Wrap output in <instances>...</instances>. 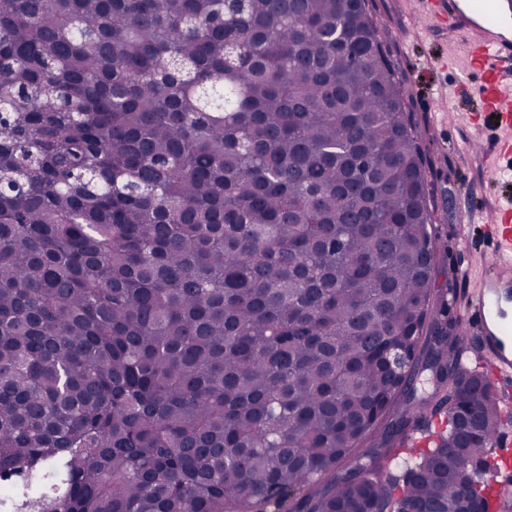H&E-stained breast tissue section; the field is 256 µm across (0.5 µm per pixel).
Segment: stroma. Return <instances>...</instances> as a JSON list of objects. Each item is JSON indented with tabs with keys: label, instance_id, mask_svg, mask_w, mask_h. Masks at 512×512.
<instances>
[{
	"label": "stroma",
	"instance_id": "35a3bbf8",
	"mask_svg": "<svg viewBox=\"0 0 512 512\" xmlns=\"http://www.w3.org/2000/svg\"><path fill=\"white\" fill-rule=\"evenodd\" d=\"M366 9L388 31L382 49L407 90L406 108L424 153L434 222L432 286L436 293L466 303L476 291L468 272L486 266L487 260L481 249L483 224H472L471 243L462 245L459 212L469 195L492 206L511 194L506 174L512 161L480 148L491 133L475 119L480 107L474 91L482 76L451 63L461 42L431 26L427 0H367Z\"/></svg>",
	"mask_w": 512,
	"mask_h": 512
}]
</instances>
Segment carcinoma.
I'll return each instance as SVG.
<instances>
[{
    "label": "carcinoma",
    "mask_w": 512,
    "mask_h": 512,
    "mask_svg": "<svg viewBox=\"0 0 512 512\" xmlns=\"http://www.w3.org/2000/svg\"><path fill=\"white\" fill-rule=\"evenodd\" d=\"M384 36L365 0H0L1 509L498 512L512 412L434 308ZM496 445L501 446L499 454L502 460L505 461V469L494 470V472L489 474L488 483L492 488L493 495H495L503 487L499 481L500 475L502 473L510 472V470H508L512 458V438L510 431L501 430V433H499L497 436Z\"/></svg>",
    "instance_id": "obj_1"
}]
</instances>
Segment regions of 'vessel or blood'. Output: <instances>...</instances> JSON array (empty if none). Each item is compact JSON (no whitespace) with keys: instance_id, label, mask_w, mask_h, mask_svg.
I'll use <instances>...</instances> for the list:
<instances>
[{"instance_id":"vessel-or-blood-1","label":"vessel or blood","mask_w":512,"mask_h":512,"mask_svg":"<svg viewBox=\"0 0 512 512\" xmlns=\"http://www.w3.org/2000/svg\"><path fill=\"white\" fill-rule=\"evenodd\" d=\"M435 20H447L448 30L465 38V70L484 77L480 98L489 114L499 119V154L512 153V101L501 97L512 82V0H441ZM484 253L491 262L480 279L476 296L461 317L478 334L492 369L503 383L512 382V325L503 326L512 306V207L490 210Z\"/></svg>"}]
</instances>
